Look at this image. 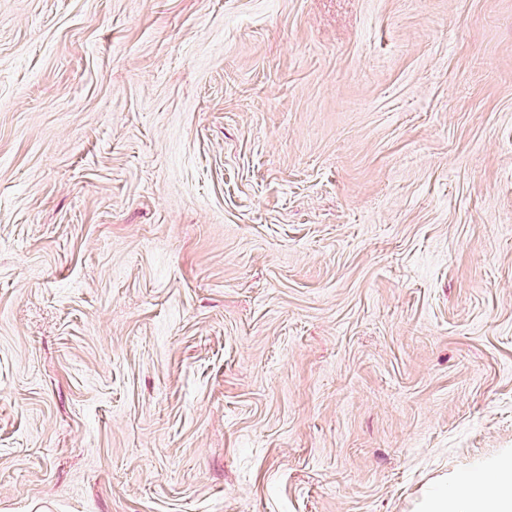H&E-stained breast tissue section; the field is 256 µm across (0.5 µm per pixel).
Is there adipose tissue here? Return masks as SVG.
Instances as JSON below:
<instances>
[{"mask_svg":"<svg viewBox=\"0 0 512 512\" xmlns=\"http://www.w3.org/2000/svg\"><path fill=\"white\" fill-rule=\"evenodd\" d=\"M418 512H512V456L491 471L470 470L426 494Z\"/></svg>","mask_w":512,"mask_h":512,"instance_id":"ef3b65f1","label":"adipose tissue"}]
</instances>
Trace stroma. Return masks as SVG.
Masks as SVG:
<instances>
[{"instance_id": "stroma-1", "label": "stroma", "mask_w": 512, "mask_h": 512, "mask_svg": "<svg viewBox=\"0 0 512 512\" xmlns=\"http://www.w3.org/2000/svg\"><path fill=\"white\" fill-rule=\"evenodd\" d=\"M507 452L512 0H0V512Z\"/></svg>"}]
</instances>
